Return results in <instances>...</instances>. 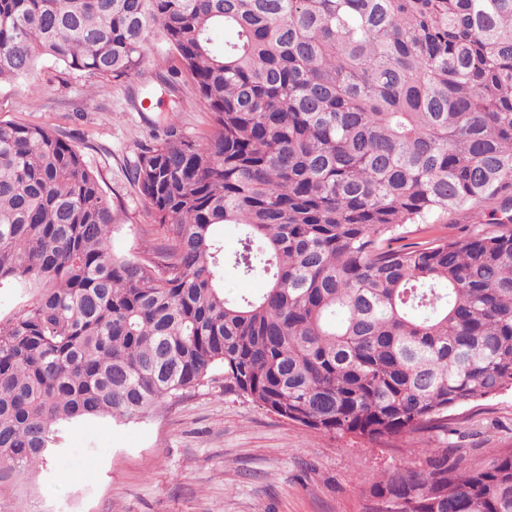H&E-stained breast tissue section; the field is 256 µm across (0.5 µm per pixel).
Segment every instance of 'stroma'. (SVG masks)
Here are the masks:
<instances>
[{
    "label": "stroma",
    "mask_w": 512,
    "mask_h": 512,
    "mask_svg": "<svg viewBox=\"0 0 512 512\" xmlns=\"http://www.w3.org/2000/svg\"><path fill=\"white\" fill-rule=\"evenodd\" d=\"M160 36L130 79L66 72L43 59L35 73L0 84V119L49 128L77 145L112 198L110 248L143 258L164 231L129 173L143 145L171 118L186 137L211 130L192 79L176 74ZM174 77V97L141 111L138 95ZM451 434L407 437L406 452L340 438L277 417L224 391V370L166 399L141 419L64 427L58 448L29 475L0 471V512H363V493L401 465L421 467L412 447L462 449L467 466L512 448V391L456 409Z\"/></svg>",
    "instance_id": "stroma-1"
}]
</instances>
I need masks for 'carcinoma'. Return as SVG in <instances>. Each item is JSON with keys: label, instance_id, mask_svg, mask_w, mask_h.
<instances>
[{"label": "carcinoma", "instance_id": "1", "mask_svg": "<svg viewBox=\"0 0 512 512\" xmlns=\"http://www.w3.org/2000/svg\"><path fill=\"white\" fill-rule=\"evenodd\" d=\"M219 27L235 31L216 44ZM161 35L211 113L130 172L165 231L111 253L112 198L80 148L0 119V465L61 427L133 420L224 368V391L397 448L512 389V231L407 242L496 199L512 223V0H0V83L51 58L122 81ZM240 226L232 255L216 228ZM267 286L224 294V265ZM364 512H512V449L470 468L409 448ZM31 296L25 288H0V318L7 320L22 314Z\"/></svg>", "mask_w": 512, "mask_h": 512}]
</instances>
